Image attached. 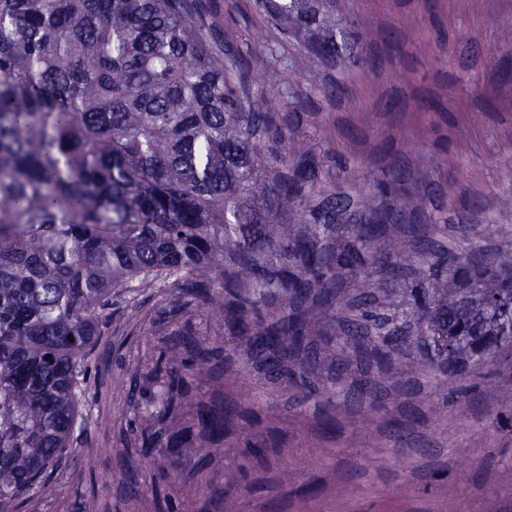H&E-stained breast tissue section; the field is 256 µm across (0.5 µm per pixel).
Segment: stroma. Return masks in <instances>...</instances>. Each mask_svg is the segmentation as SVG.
<instances>
[{"mask_svg": "<svg viewBox=\"0 0 512 512\" xmlns=\"http://www.w3.org/2000/svg\"><path fill=\"white\" fill-rule=\"evenodd\" d=\"M196 3L245 100H275L285 135L319 164L316 190L347 199L338 228L401 203L388 230L408 252L429 246L474 265L512 253V0H335L352 31L333 60L284 33L257 0ZM254 57L279 71L278 85L250 70ZM192 333L218 349L213 371L174 418L154 421L143 371L169 345L194 359ZM343 334L336 319L315 324L312 342L331 360L322 376L338 375L342 389L302 402L265 383L244 340L200 316L190 296L165 283L130 289L88 355L83 423L44 475L52 493L0 512H205L211 498L223 512H512V361L463 375L431 361L419 372L417 350ZM200 402L232 424L219 448L144 447L195 431ZM161 468L170 479L157 489Z\"/></svg>", "mask_w": 512, "mask_h": 512, "instance_id": "35a3bbf8", "label": "stroma"}]
</instances>
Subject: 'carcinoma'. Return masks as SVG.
Wrapping results in <instances>:
<instances>
[{"label":"carcinoma","mask_w":512,"mask_h":512,"mask_svg":"<svg viewBox=\"0 0 512 512\" xmlns=\"http://www.w3.org/2000/svg\"><path fill=\"white\" fill-rule=\"evenodd\" d=\"M330 3L259 0L334 58ZM272 128L273 113L247 106L227 79L194 0H0L1 504L49 490L42 475L73 447L87 356L124 288L190 292L200 315L239 329L268 380L288 378L304 399L321 372L310 321L294 309L255 325L253 312L281 294L341 314L345 279L362 298L351 332L376 348L415 347L457 373L512 357V253L456 261L448 280L445 255L412 256L380 224L333 244L347 200L310 203L311 157L290 177L268 167L260 144ZM292 211L311 222L288 223ZM412 260L422 275L402 289L405 308H383L367 269ZM411 321L415 336L404 333ZM164 355L170 370H152L145 406L159 421L209 375L214 351L198 347L183 373L176 347ZM225 427L200 404L196 434L165 445L217 447Z\"/></svg>","instance_id":"1"}]
</instances>
